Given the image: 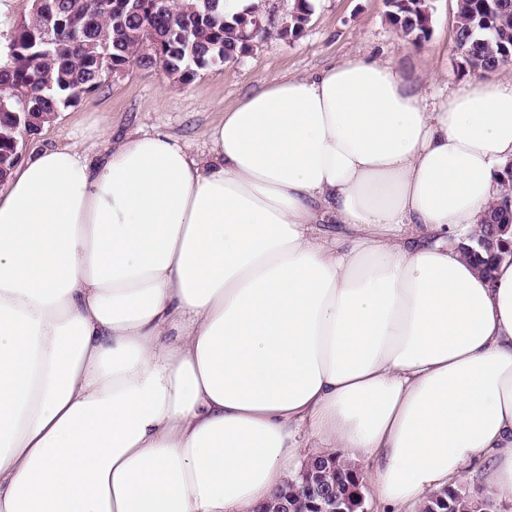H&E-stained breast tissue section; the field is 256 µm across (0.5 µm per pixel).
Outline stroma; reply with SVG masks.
<instances>
[{
  "label": "stroma",
  "mask_w": 512,
  "mask_h": 512,
  "mask_svg": "<svg viewBox=\"0 0 512 512\" xmlns=\"http://www.w3.org/2000/svg\"><path fill=\"white\" fill-rule=\"evenodd\" d=\"M432 4L434 31L416 48L388 22L385 0H313L310 21L299 37H269L235 61L198 70L188 84L172 82L158 66H131L124 77L105 79L100 89L63 109L39 134L22 137L20 154L72 140L92 143L104 126L116 140L140 129L165 131L199 154L206 150L207 128L259 80L313 74L363 49L422 78H434L435 90L451 92L471 78L453 51L455 0Z\"/></svg>",
  "instance_id": "obj_1"
}]
</instances>
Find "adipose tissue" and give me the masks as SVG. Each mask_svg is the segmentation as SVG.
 Returning a JSON list of instances; mask_svg holds the SVG:
<instances>
[{
  "mask_svg": "<svg viewBox=\"0 0 512 512\" xmlns=\"http://www.w3.org/2000/svg\"><path fill=\"white\" fill-rule=\"evenodd\" d=\"M207 136L102 128L0 188V512H254L302 426L385 505L478 457L512 496V257L463 253L512 79L428 106L361 51Z\"/></svg>",
  "mask_w": 512,
  "mask_h": 512,
  "instance_id": "ef3b65f1",
  "label": "adipose tissue"
}]
</instances>
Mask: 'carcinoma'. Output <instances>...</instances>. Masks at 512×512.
<instances>
[{"instance_id": "carcinoma-1", "label": "carcinoma", "mask_w": 512, "mask_h": 512, "mask_svg": "<svg viewBox=\"0 0 512 512\" xmlns=\"http://www.w3.org/2000/svg\"><path fill=\"white\" fill-rule=\"evenodd\" d=\"M32 0L9 43V62L0 64V182L16 165L20 131L36 134L62 109L98 90L106 74L96 64L108 55L112 68L136 63L158 65L173 81L191 82L197 70L235 60L245 50L252 15L224 17V0H126L123 11L113 0H96L88 17L79 0ZM389 22L400 35L419 44L431 34L430 0H386ZM288 35L300 36L311 5L295 0ZM263 38L257 34L249 40ZM454 45L460 67L477 75L512 65V0H456ZM336 497L350 496L359 471L342 459H311ZM281 497L296 512L310 494L301 476L287 481ZM474 494L448 486L429 494L421 512H434L445 499L459 512H474Z\"/></svg>"}]
</instances>
